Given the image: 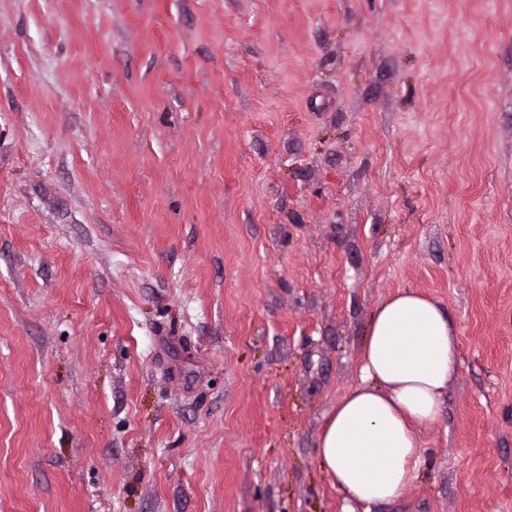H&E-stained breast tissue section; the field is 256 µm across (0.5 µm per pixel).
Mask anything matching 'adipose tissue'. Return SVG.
Listing matches in <instances>:
<instances>
[{"mask_svg":"<svg viewBox=\"0 0 512 512\" xmlns=\"http://www.w3.org/2000/svg\"><path fill=\"white\" fill-rule=\"evenodd\" d=\"M360 379L325 417L318 457L351 503L393 504L416 479L419 427L442 418L460 366V339L435 301L397 292L375 308L360 350Z\"/></svg>","mask_w":512,"mask_h":512,"instance_id":"adipose-tissue-1","label":"adipose tissue"}]
</instances>
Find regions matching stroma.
<instances>
[{"instance_id":"obj_1","label":"stroma","mask_w":512,"mask_h":512,"mask_svg":"<svg viewBox=\"0 0 512 512\" xmlns=\"http://www.w3.org/2000/svg\"><path fill=\"white\" fill-rule=\"evenodd\" d=\"M403 289L461 364L372 512H512V0H0V512H343Z\"/></svg>"}]
</instances>
